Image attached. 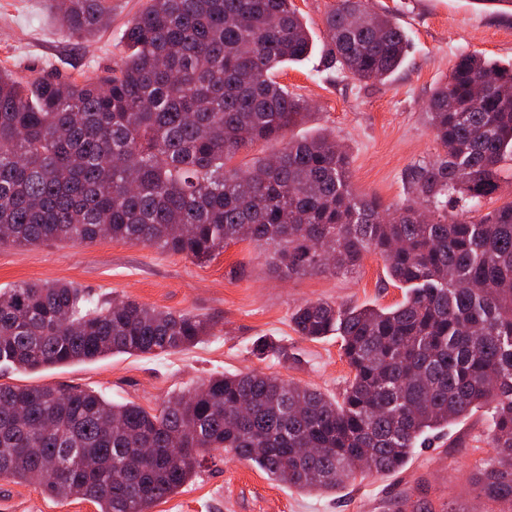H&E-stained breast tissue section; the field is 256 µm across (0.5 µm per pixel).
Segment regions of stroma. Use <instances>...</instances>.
Here are the masks:
<instances>
[{
    "instance_id": "obj_1",
    "label": "stroma",
    "mask_w": 512,
    "mask_h": 512,
    "mask_svg": "<svg viewBox=\"0 0 512 512\" xmlns=\"http://www.w3.org/2000/svg\"><path fill=\"white\" fill-rule=\"evenodd\" d=\"M50 3L0 0V68L26 80L104 74L119 60L125 24L145 0H112L109 26L83 43L59 27ZM294 4L314 50L278 74L310 110L289 134L335 137L348 153L355 191L386 206L406 197L407 169L437 152L425 112L458 57L512 61L511 12L485 10L474 0H371L376 12L395 17L410 37V48L390 79L360 81L330 61L324 19L336 0ZM267 255V249L249 241L229 244L202 263L109 239L90 245L0 246L1 288L23 281L71 282L101 301L129 297L162 310L191 311L214 323L210 336L180 352L114 355L35 373L0 368V382L76 386L151 410L209 376L257 370L341 397L351 370L339 338L299 336L290 321L294 308L307 300L388 307L402 300V289L389 280L384 260L373 251L355 270L289 280L271 273ZM261 337L282 349L284 358L257 354L253 343ZM492 453L483 408L427 440L399 473L359 475L333 494L287 488L250 463L217 453L150 512H483L472 477ZM0 501L13 503L15 512H96L81 496L58 500L37 485L5 478L0 479Z\"/></svg>"
}]
</instances>
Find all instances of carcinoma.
Returning <instances> with one entry per match:
<instances>
[{"instance_id": "1", "label": "carcinoma", "mask_w": 512, "mask_h": 512, "mask_svg": "<svg viewBox=\"0 0 512 512\" xmlns=\"http://www.w3.org/2000/svg\"><path fill=\"white\" fill-rule=\"evenodd\" d=\"M53 2L79 42L112 18V0ZM325 27L331 61L362 81L408 53L366 0H337ZM120 43L94 81L0 70V246L109 238L205 262L249 240L272 248L284 279L351 270L373 250L407 293L385 308L295 309L299 335L342 341L353 377L339 399L257 372L211 376L153 412L0 383V478L96 512H149L220 449L326 493L403 469L428 433L487 405L494 454L473 484L486 512H512V201L480 213L512 158V63L458 58L426 112L440 152L408 168L410 197L389 211L355 192L336 140L288 137L307 104L277 73L312 51L293 0H148ZM257 141L279 147L227 167ZM211 330L191 311L98 306L71 282L0 288V367L14 371L175 352Z\"/></svg>"}]
</instances>
